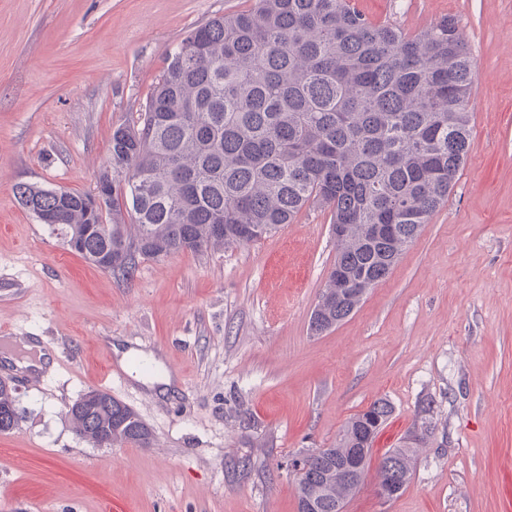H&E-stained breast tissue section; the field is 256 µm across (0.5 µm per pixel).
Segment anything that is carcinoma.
<instances>
[{"mask_svg":"<svg viewBox=\"0 0 512 512\" xmlns=\"http://www.w3.org/2000/svg\"><path fill=\"white\" fill-rule=\"evenodd\" d=\"M188 31L133 125L112 132L91 194L15 187L18 202L96 267L133 275L137 257L228 249L266 238L307 206L331 212L336 261L310 326L349 317L448 199L470 149L473 62L457 20L417 33L379 25L348 0H250ZM133 225L136 235L127 234ZM15 388L0 381V432L18 426ZM394 408L378 398L349 418L336 443L302 457L298 502L336 512L358 485L336 463L373 450ZM420 432L379 459V482L409 483ZM95 448L153 435L104 390L66 412Z\"/></svg>","mask_w":512,"mask_h":512,"instance_id":"carcinoma-1","label":"carcinoma"}]
</instances>
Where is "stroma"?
<instances>
[{
	"label": "stroma",
	"mask_w": 512,
	"mask_h": 512,
	"mask_svg": "<svg viewBox=\"0 0 512 512\" xmlns=\"http://www.w3.org/2000/svg\"><path fill=\"white\" fill-rule=\"evenodd\" d=\"M246 0H0V354L30 331L48 377L17 378L0 433V512H297L292 457L332 445L383 397L375 455L434 430L403 492L369 467L344 512H512V0H359L405 30L455 16L475 62L471 147L448 199L387 277L331 330L311 313L336 260L331 214L230 249L139 259L133 277L70 251L14 195L91 192L112 131L132 123L184 34ZM154 353L159 395L116 347ZM153 430L151 447L94 448L65 415L99 388Z\"/></svg>",
	"instance_id": "obj_1"
}]
</instances>
